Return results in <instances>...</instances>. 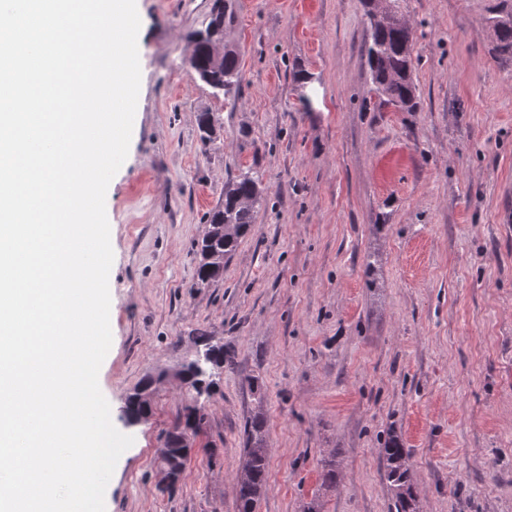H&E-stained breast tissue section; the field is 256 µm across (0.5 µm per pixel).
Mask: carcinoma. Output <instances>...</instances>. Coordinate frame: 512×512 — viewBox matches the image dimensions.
I'll return each instance as SVG.
<instances>
[{"label":"carcinoma","instance_id":"carcinoma-1","mask_svg":"<svg viewBox=\"0 0 512 512\" xmlns=\"http://www.w3.org/2000/svg\"><path fill=\"white\" fill-rule=\"evenodd\" d=\"M224 0H213L209 21L204 30L195 33L196 45L191 55V69L201 82L213 90V95L228 94L239 78L238 52L227 49L220 54L215 44L224 32ZM495 37V58L502 64H512V13L503 12L488 18ZM365 56L374 94L379 104L393 106L403 112H415L419 108L418 86L414 79L415 58L411 31L406 23L380 25L367 17ZM199 130L203 141L216 134L213 113L203 112L199 117ZM265 193L263 174L249 168L233 181L224 185V199L205 216L208 230L199 244L201 261L197 268L194 287L199 288L216 282L224 276V260L236 251L239 239L254 223L255 209L262 203ZM197 351L202 356L201 368L187 364L182 372V382L190 394V402L182 408L179 423L167 433V447L179 444L183 430L193 428L199 433L206 415L199 404L201 397L211 396L219 387L224 363L228 355L224 346L204 334L196 337ZM149 411V405L134 395L125 399L123 414L140 417ZM245 458L236 477L238 512H256L258 502L266 486L268 455L265 417L255 413L246 423ZM385 460L384 479L392 494L395 512H419L418 497L409 464V452L400 436L389 435L382 448ZM336 456L321 461V485L334 488L337 485Z\"/></svg>","mask_w":512,"mask_h":512}]
</instances>
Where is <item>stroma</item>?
I'll return each mask as SVG.
<instances>
[{
	"label": "stroma",
	"mask_w": 512,
	"mask_h": 512,
	"mask_svg": "<svg viewBox=\"0 0 512 512\" xmlns=\"http://www.w3.org/2000/svg\"><path fill=\"white\" fill-rule=\"evenodd\" d=\"M240 78L189 69L211 0H138L141 86L106 213L111 348L100 389L134 443L106 512H238L244 426L266 419L257 512H391L381 448L401 435L420 512H512V65L486 19L512 0H405L420 106L374 111L362 0H229ZM309 75L304 105L295 74ZM213 113L215 141L197 115ZM260 168L265 200L194 287L204 215ZM206 332L231 363L179 486L160 457L190 399L173 370ZM151 413L122 407L148 375ZM265 393L257 404L248 384ZM339 456L321 489L319 462Z\"/></svg>",
	"instance_id": "stroma-1"
}]
</instances>
